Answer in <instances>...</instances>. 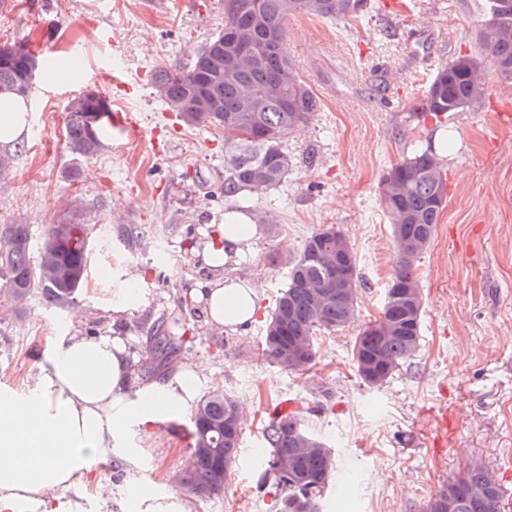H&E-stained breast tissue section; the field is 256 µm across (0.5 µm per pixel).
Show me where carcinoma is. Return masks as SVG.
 Wrapping results in <instances>:
<instances>
[{"mask_svg":"<svg viewBox=\"0 0 512 512\" xmlns=\"http://www.w3.org/2000/svg\"><path fill=\"white\" fill-rule=\"evenodd\" d=\"M224 12V28L196 52L189 70H154V87L187 126L224 130V196L258 193L281 183L292 167L284 148L288 133L309 123L320 103L302 79L285 46L288 17L311 15L355 20L371 12V0H232ZM246 35L258 56L241 63V71L224 68L236 54L234 35ZM52 59L22 45L0 47V96H28L37 72ZM487 65L512 80V0H488L478 20L474 51L457 52L432 76L419 107L438 117L467 110L484 93L479 69ZM105 97L89 91L67 103L65 130L68 152L76 160L90 159L103 149L109 130L100 112ZM23 144L0 148V180L8 177ZM380 201L390 221L399 253L378 319L369 323L351 347V363L361 382L372 388L388 383L420 350L424 296L417 279V262L433 239L436 224L448 205L440 162L430 150L418 151L392 166L380 182ZM91 229L86 224H57L38 251L32 250V225L0 224V313L23 308L35 293L47 306L71 307L87 279ZM348 257L346 282L337 278L339 254ZM272 260L287 267L288 278L264 325L263 356L282 370L296 372L316 358L320 334H333L354 322L360 286L355 252L334 226H324L305 241L301 251L277 249ZM305 352L301 365L288 364L294 347ZM180 343L165 334L163 323L152 327L150 373L174 364ZM314 408L298 404L279 411L261 432L263 467L258 489L272 497L275 512H320V499L335 472L333 449L305 424ZM242 412L238 402L216 389L197 404L189 425L190 447L209 440L220 448L224 463L209 454L193 455L180 482L199 498L221 496L227 487L240 446ZM288 464H279L281 456ZM503 490L482 464L471 465L448 486L430 496L423 512H440L449 500L452 512H502Z\"/></svg>","mask_w":512,"mask_h":512,"instance_id":"1","label":"carcinoma"}]
</instances>
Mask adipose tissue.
Instances as JSON below:
<instances>
[{"mask_svg":"<svg viewBox=\"0 0 512 512\" xmlns=\"http://www.w3.org/2000/svg\"><path fill=\"white\" fill-rule=\"evenodd\" d=\"M256 234L249 217L228 212L209 241L216 276L203 298L206 325L254 321L257 281L225 275L224 266L250 252ZM133 363L123 336L67 332L49 338L33 385L0 387V512H88L89 492L110 479L103 462L143 468L140 439L191 409L198 374L137 387ZM127 500L131 512H188L181 494L142 479Z\"/></svg>","mask_w":512,"mask_h":512,"instance_id":"obj_1","label":"adipose tissue"}]
</instances>
